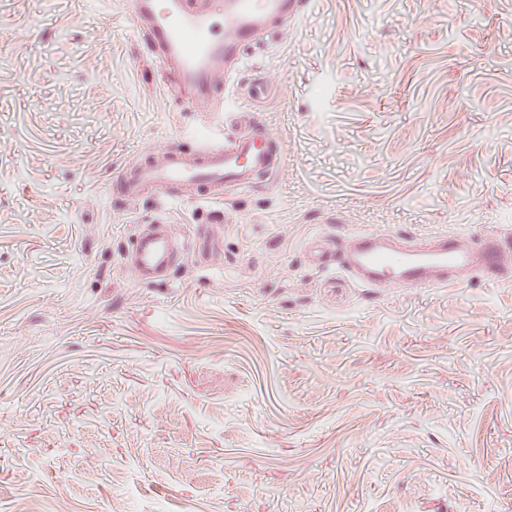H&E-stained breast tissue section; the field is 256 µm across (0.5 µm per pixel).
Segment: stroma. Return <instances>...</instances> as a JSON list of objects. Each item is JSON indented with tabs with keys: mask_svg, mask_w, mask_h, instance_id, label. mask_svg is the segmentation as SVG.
<instances>
[{
	"mask_svg": "<svg viewBox=\"0 0 512 512\" xmlns=\"http://www.w3.org/2000/svg\"><path fill=\"white\" fill-rule=\"evenodd\" d=\"M147 56L126 0H0V512H512V272L382 295L306 251L512 233V0L261 35L224 107L281 162L165 284L113 171L201 119Z\"/></svg>",
	"mask_w": 512,
	"mask_h": 512,
	"instance_id": "1",
	"label": "stroma"
}]
</instances>
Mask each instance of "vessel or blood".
<instances>
[{
    "label": "vessel or blood",
    "mask_w": 512,
    "mask_h": 512,
    "mask_svg": "<svg viewBox=\"0 0 512 512\" xmlns=\"http://www.w3.org/2000/svg\"><path fill=\"white\" fill-rule=\"evenodd\" d=\"M301 0H130L164 88L184 108L209 112L216 124L192 148L163 147L162 162L145 150L113 176L127 203L171 200L202 207L206 221H224L228 191H244L271 178L281 155L273 134L250 112H227L215 94V71L236 74L242 57L263 30L295 21ZM168 216L138 222L122 259L137 279L169 278L182 252L194 246L211 260L217 242L202 233L194 243L174 238ZM338 251V266L363 287L386 292L451 288L475 271L499 277L512 270V238L480 234L467 242L454 235L410 242L395 232L352 234Z\"/></svg>",
    "instance_id": "b4317fda"
}]
</instances>
